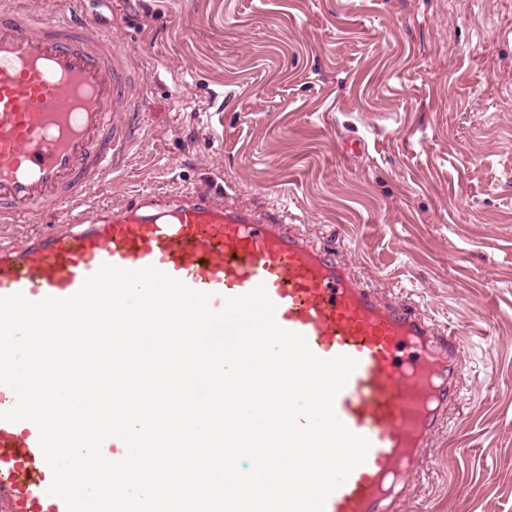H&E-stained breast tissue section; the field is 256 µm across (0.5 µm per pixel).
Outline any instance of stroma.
Listing matches in <instances>:
<instances>
[{
    "mask_svg": "<svg viewBox=\"0 0 512 512\" xmlns=\"http://www.w3.org/2000/svg\"><path fill=\"white\" fill-rule=\"evenodd\" d=\"M25 2L111 29L145 76L95 203L209 189L412 304L464 378L404 512H512V0Z\"/></svg>",
    "mask_w": 512,
    "mask_h": 512,
    "instance_id": "1",
    "label": "stroma"
}]
</instances>
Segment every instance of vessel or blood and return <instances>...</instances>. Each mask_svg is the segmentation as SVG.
Listing matches in <instances>:
<instances>
[{
    "instance_id": "obj_1",
    "label": "vessel or blood",
    "mask_w": 512,
    "mask_h": 512,
    "mask_svg": "<svg viewBox=\"0 0 512 512\" xmlns=\"http://www.w3.org/2000/svg\"><path fill=\"white\" fill-rule=\"evenodd\" d=\"M140 90L111 31L0 0V223L65 214L62 229L0 247V296L66 298L104 264L155 267L216 311L264 286L280 327L320 358L358 362L334 411L371 446L324 512H402L461 398L460 345L264 208L207 191L90 204L135 139ZM52 478L37 426L0 420V512H67Z\"/></svg>"
}]
</instances>
